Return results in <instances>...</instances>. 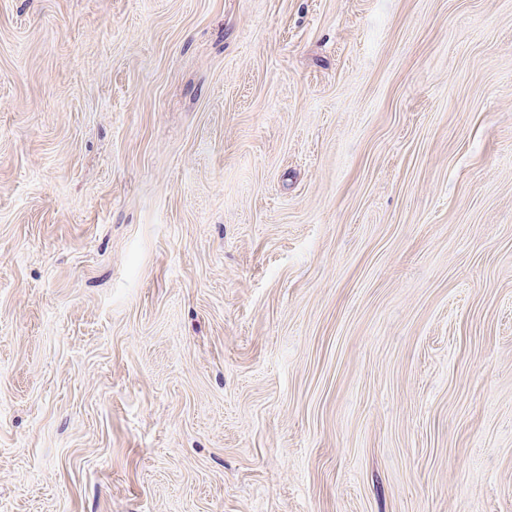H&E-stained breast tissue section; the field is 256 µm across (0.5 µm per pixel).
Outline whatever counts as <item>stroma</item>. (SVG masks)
<instances>
[{"instance_id": "obj_1", "label": "stroma", "mask_w": 512, "mask_h": 512, "mask_svg": "<svg viewBox=\"0 0 512 512\" xmlns=\"http://www.w3.org/2000/svg\"><path fill=\"white\" fill-rule=\"evenodd\" d=\"M0 512H512V0H0Z\"/></svg>"}]
</instances>
